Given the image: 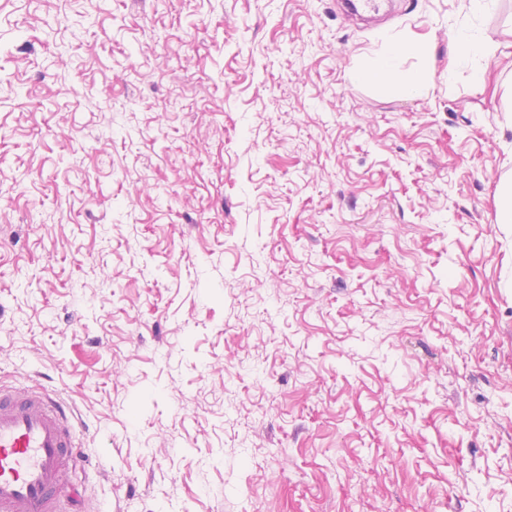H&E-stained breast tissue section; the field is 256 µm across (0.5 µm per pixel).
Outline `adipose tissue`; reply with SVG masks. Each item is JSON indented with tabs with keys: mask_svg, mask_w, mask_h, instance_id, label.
<instances>
[{
	"mask_svg": "<svg viewBox=\"0 0 512 512\" xmlns=\"http://www.w3.org/2000/svg\"><path fill=\"white\" fill-rule=\"evenodd\" d=\"M450 64L458 66L473 59H486L492 53L493 44L470 28L460 27L449 36ZM431 49L428 39L412 35L395 34L386 38L381 50L368 57L353 70L357 82L379 87H391L408 96H416L427 89L434 80L428 69L405 73L401 61L407 56H422Z\"/></svg>",
	"mask_w": 512,
	"mask_h": 512,
	"instance_id": "ef3b65f1",
	"label": "adipose tissue"
}]
</instances>
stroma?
I'll return each instance as SVG.
<instances>
[{"label": "stroma", "mask_w": 512, "mask_h": 512, "mask_svg": "<svg viewBox=\"0 0 512 512\" xmlns=\"http://www.w3.org/2000/svg\"><path fill=\"white\" fill-rule=\"evenodd\" d=\"M0 0V386L71 512H512V0ZM430 36L420 95L355 82ZM451 46L449 70L473 59H488L493 50V43L485 37L474 33L470 28L455 29L448 39ZM496 223L512 224V176L496 192Z\"/></svg>", "instance_id": "35a3bbf8"}]
</instances>
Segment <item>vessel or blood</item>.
Wrapping results in <instances>:
<instances>
[{"mask_svg":"<svg viewBox=\"0 0 512 512\" xmlns=\"http://www.w3.org/2000/svg\"><path fill=\"white\" fill-rule=\"evenodd\" d=\"M70 410L39 389H0V512H62Z\"/></svg>","mask_w":512,"mask_h":512,"instance_id":"1","label":"vessel or blood"}]
</instances>
